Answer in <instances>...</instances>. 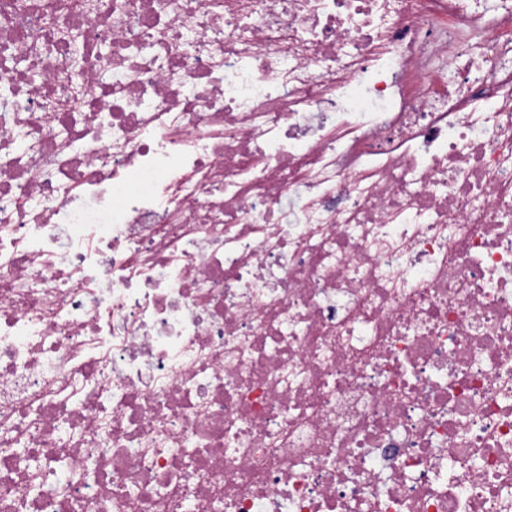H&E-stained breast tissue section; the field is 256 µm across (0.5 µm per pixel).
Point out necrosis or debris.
Segmentation results:
<instances>
[{
	"label": "necrosis or debris",
	"mask_w": 512,
	"mask_h": 512,
	"mask_svg": "<svg viewBox=\"0 0 512 512\" xmlns=\"http://www.w3.org/2000/svg\"><path fill=\"white\" fill-rule=\"evenodd\" d=\"M487 1L0 0V512H512Z\"/></svg>",
	"instance_id": "1"
}]
</instances>
